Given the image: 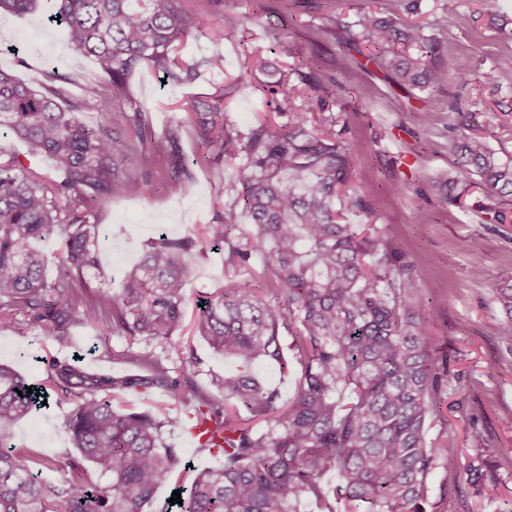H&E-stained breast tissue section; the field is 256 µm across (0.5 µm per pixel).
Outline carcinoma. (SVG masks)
Masks as SVG:
<instances>
[{
	"instance_id": "cac0c4a2",
	"label": "carcinoma",
	"mask_w": 512,
	"mask_h": 512,
	"mask_svg": "<svg viewBox=\"0 0 512 512\" xmlns=\"http://www.w3.org/2000/svg\"><path fill=\"white\" fill-rule=\"evenodd\" d=\"M54 0L51 18L62 24L69 45L121 91L141 64L164 73L176 64L175 44L203 28L222 41L244 24L237 14L207 21L183 0ZM37 0H0V13H27ZM344 26L343 48L358 38L373 44L377 68L406 95L427 92L416 118L426 123L434 93L448 70L427 63L410 48L433 55L444 37L424 38L421 28L392 14L365 13ZM512 76V54L480 75L487 84ZM38 90L0 69V128L23 142L31 158L46 157L50 171L25 164L0 147V326L18 324L63 340L77 325L94 326L102 340L129 337L108 357L126 362L123 374L93 372L52 358L41 385L0 364V512H147L156 489L169 483L178 463L164 434L183 426L179 414L116 403L132 391L162 388L179 399L193 426L211 425L201 449L221 465L197 472L180 512H302L313 502L321 512L364 506V512H428V477L456 456L450 440L428 438L439 377L429 359L432 339L411 297L396 280L406 274L385 248L377 228L362 234L341 216L370 212L369 193L350 186L348 148L334 133L316 135L305 112L286 125L262 122L237 131L224 104H188L187 123L199 146L234 163L237 197L225 220L206 225L207 238L224 245V267L233 276L203 302L198 336L217 354L237 363L216 376L220 396L192 381L198 362L178 351L181 380L171 375L155 345H166L182 325L185 283L198 247L192 234L165 233L149 243L127 271L117 295H89L83 272L100 261V225L92 206L138 185L136 160L145 141V115L97 107L107 123L90 127L67 101L70 79L54 73ZM135 128L138 142L116 131ZM154 154L171 164L173 181L187 192L194 176L184 163L178 132L150 139ZM460 175L442 184L441 199L462 203L465 190L482 188L493 203L491 222L503 223L498 205L512 196V160L504 162L485 137L468 135L458 146ZM240 212H235V208ZM250 230L232 234L237 215ZM62 245L56 271L45 272L35 243ZM259 257L264 291L255 287L251 260ZM299 367L294 398L280 404L279 391L261 383L253 366L269 361ZM69 399L66 425L77 453L69 475L40 481L33 470L52 461L13 442L12 425L28 416L48 391ZM329 471L337 482L325 487Z\"/></svg>"
}]
</instances>
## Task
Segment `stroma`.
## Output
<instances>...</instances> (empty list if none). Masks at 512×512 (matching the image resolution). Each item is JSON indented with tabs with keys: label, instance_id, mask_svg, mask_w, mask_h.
I'll return each instance as SVG.
<instances>
[{
	"label": "stroma",
	"instance_id": "obj_1",
	"mask_svg": "<svg viewBox=\"0 0 512 512\" xmlns=\"http://www.w3.org/2000/svg\"><path fill=\"white\" fill-rule=\"evenodd\" d=\"M415 9H408V2ZM442 0H190L192 12H232L246 22L235 39L214 41L206 32L187 38L176 52L182 68L194 78H164L148 66L129 76L124 95L113 108L137 103L146 114L149 133L160 136L181 124L184 105L223 95L238 130L256 127L262 118L287 124L291 113L307 111L314 131L332 130L351 155L354 186L371 193L366 223L383 231V240L406 264L405 288L435 345V368H448L451 384L435 396L430 438L453 439L455 460L436 468L430 478V512H512V344L501 338L511 320L496 300V290L512 285V223L492 224L482 207L488 199L473 191L463 208L441 201L439 180L455 171L457 143L464 112L497 117L489 147L512 157V81L496 89L478 82L512 42L497 28H512V0H458L447 16ZM399 11L408 22L423 24L425 34L447 31L438 64L449 71L448 83L436 92L427 123L414 119L419 102L390 84L366 55L343 61L336 25L362 14ZM50 0H39L35 12L0 16V69L40 85L48 72L69 77L77 119L88 126L105 123L94 103L106 88L91 62L68 43L63 26L50 22ZM224 58V70H208L212 56ZM250 75H243V68ZM335 80L343 94L328 105L311 101L315 80ZM182 155L195 187H175L165 158L145 165L147 175L122 195L96 203L100 224V265L85 273L92 292L118 294L125 270L140 258L160 233L178 237L200 233L203 225L224 219L233 196L234 170L215 150L198 148L192 130L181 133ZM483 270L474 278L472 268ZM224 284V251L202 243L185 289L187 328L174 345L193 351L198 360L194 382L209 388L212 374L236 370L233 361L214 354L190 328L207 294ZM94 328H76L57 341L34 329L0 328V362L28 381L44 379L48 360L66 356L101 373L120 374L127 367L105 360ZM71 404L52 397L49 407L14 426L17 442L55 459L46 478L65 470L72 453L65 426ZM165 441L177 448L181 463L171 483L161 486L149 512H164L173 492L187 491L197 469L216 465V458L192 445L183 429Z\"/></svg>",
	"mask_w": 512,
	"mask_h": 512
}]
</instances>
